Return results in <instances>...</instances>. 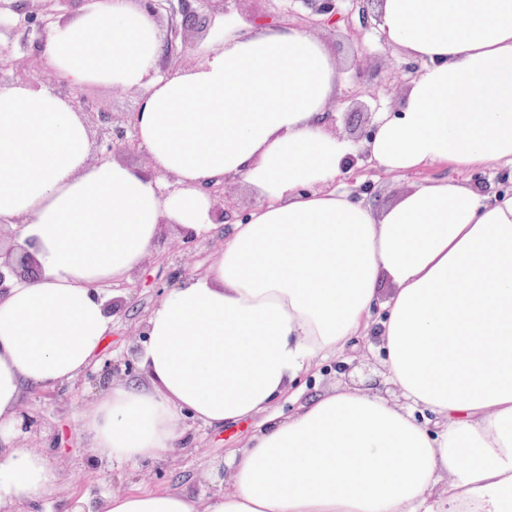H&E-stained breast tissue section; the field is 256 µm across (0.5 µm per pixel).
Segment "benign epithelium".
<instances>
[{"instance_id": "obj_1", "label": "benign epithelium", "mask_w": 512, "mask_h": 512, "mask_svg": "<svg viewBox=\"0 0 512 512\" xmlns=\"http://www.w3.org/2000/svg\"><path fill=\"white\" fill-rule=\"evenodd\" d=\"M73 0H3L0 3V19H11L9 29L12 32H24V35L36 36L35 47L42 45L49 24L54 16L63 12ZM146 11L159 20L168 16V27L163 39L164 56L171 55L176 50V40L183 31L209 30L214 25L215 15L210 13L207 5L211 0H138ZM308 10L304 17L306 26L334 25L339 21L347 24L350 32L361 39L363 33L374 27L377 20L375 5L379 0H350L351 9L343 12L341 4L345 0H299ZM39 65L31 57L16 56L13 46L0 45V76L12 77L14 80L27 82L39 78ZM55 90L63 97L74 101L76 106L88 117L89 128L93 132L94 160L104 161L117 159L130 152L141 151L138 139L135 113L115 112L107 103L99 104L89 110L83 101L74 93L75 87L63 79H52ZM230 179L218 177L205 186L212 200L210 219L214 224H231L235 220H243L249 209H241L227 201ZM210 243V239L190 235L181 238L178 250L161 255V263L167 268L164 279H154L149 285L163 295L167 289L176 285L180 279L193 274V267L188 263V254L199 246ZM38 268L32 255L26 251H14V248L3 250L0 247V296L10 289L13 279H26L36 276ZM132 364L120 366L110 360L102 367L87 369L75 381L76 385L89 383L92 386H102L122 373H130ZM43 418L28 410L16 413V429L23 434H36L41 431Z\"/></svg>"}]
</instances>
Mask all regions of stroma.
Returning a JSON list of instances; mask_svg holds the SVG:
<instances>
[{
    "label": "stroma",
    "instance_id": "35a3bbf8",
    "mask_svg": "<svg viewBox=\"0 0 512 512\" xmlns=\"http://www.w3.org/2000/svg\"><path fill=\"white\" fill-rule=\"evenodd\" d=\"M312 33L324 41L344 65L339 91L329 105L330 131L349 140L359 134L360 119L353 110L355 100L351 93L362 83L369 88L368 94L362 95V102L372 107L384 106L392 112L400 108L406 90L400 82V74L404 67L413 65V57L400 48L386 45L372 31L359 42L352 39L342 26L316 27ZM358 48L366 58L368 79L364 82L359 81L354 69L348 66L353 50ZM439 177L461 181L485 195L512 191L510 164L492 170L473 171L432 166L403 174L387 173L371 166L356 176L352 188L364 202L380 210L401 192ZM125 298L128 310L125 316L115 318L112 332L103 342L100 360L124 361L130 358L133 347L143 343L137 331L145 313L157 303L158 298L154 289L147 287L126 292ZM383 378L384 367L377 348L364 345L356 351L351 371H344L333 362L326 363L317 377L309 379L303 395L308 398L345 383L361 386ZM95 392L94 386L86 384L77 389L68 388L64 395L55 398L35 389L23 400L24 406L38 412L45 422L40 435L26 439V447L50 456L61 467V480L53 503L58 512L76 497L92 500L105 493L136 487L164 490L186 486L204 494L227 491L228 486L219 479L218 471L224 465L227 450L242 446L253 428L252 423L228 426L220 431L190 423L189 428L197 441L196 449L170 451L160 463L145 465L118 477L96 461L93 449L78 430V410L83 401L92 398Z\"/></svg>",
    "mask_w": 512,
    "mask_h": 512
}]
</instances>
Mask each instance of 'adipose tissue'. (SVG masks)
Listing matches in <instances>:
<instances>
[{"label":"adipose tissue","mask_w":512,"mask_h":512,"mask_svg":"<svg viewBox=\"0 0 512 512\" xmlns=\"http://www.w3.org/2000/svg\"><path fill=\"white\" fill-rule=\"evenodd\" d=\"M386 42L425 67L365 146L390 173L512 163V0H382ZM163 41L134 0H89L44 53L71 84L142 89L149 170L94 162L82 112L39 83L0 86V226L22 225L36 277L0 297V504L38 512L57 467L17 441L31 388L74 382L112 331L107 288L129 281L162 226L224 241L147 317L140 377L78 413L100 464L159 462L256 420L224 460V494L132 490L96 512H512V195L432 179L378 210L338 191L357 145L332 134L340 64L305 31L231 18L159 75ZM180 189L161 197L165 175ZM250 187L246 219L212 223L203 185ZM393 292L379 301L378 287ZM383 306L387 382L272 404L366 336Z\"/></svg>","instance_id":"obj_1"}]
</instances>
